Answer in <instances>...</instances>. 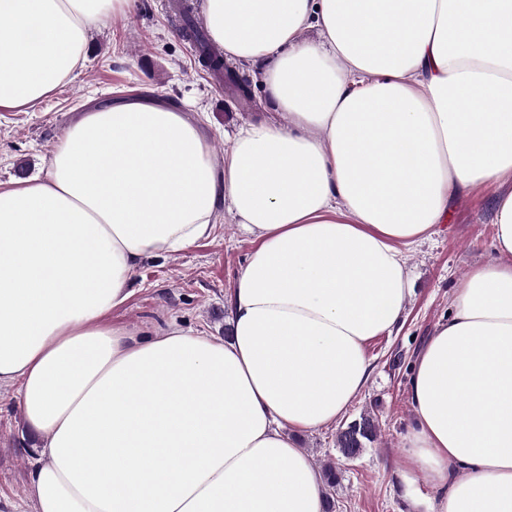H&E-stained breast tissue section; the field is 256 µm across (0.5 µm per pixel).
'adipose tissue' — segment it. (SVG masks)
I'll list each match as a JSON object with an SVG mask.
<instances>
[{"label":"adipose tissue","mask_w":512,"mask_h":512,"mask_svg":"<svg viewBox=\"0 0 512 512\" xmlns=\"http://www.w3.org/2000/svg\"><path fill=\"white\" fill-rule=\"evenodd\" d=\"M134 0H0V110L53 95ZM278 121L223 165L182 110L85 112L49 174L0 189V390L40 435L32 512H325L294 435L336 424L405 317L403 246L463 194L494 206L474 268L409 385L405 485L431 512H512V0H201ZM254 246L230 336L113 321L146 259Z\"/></svg>","instance_id":"1"}]
</instances>
